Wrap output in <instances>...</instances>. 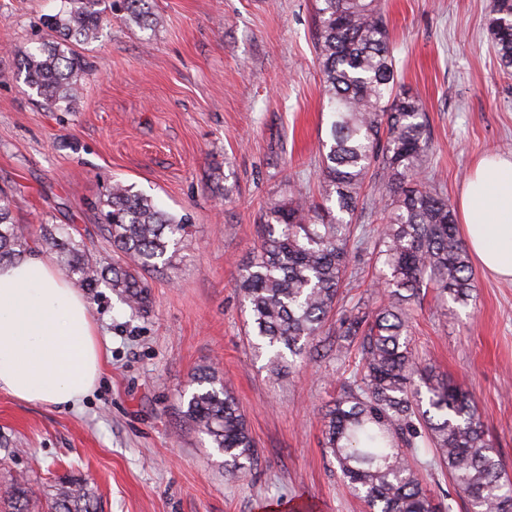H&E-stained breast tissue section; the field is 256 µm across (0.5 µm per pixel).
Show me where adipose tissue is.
<instances>
[{
	"label": "adipose tissue",
	"mask_w": 512,
	"mask_h": 512,
	"mask_svg": "<svg viewBox=\"0 0 512 512\" xmlns=\"http://www.w3.org/2000/svg\"><path fill=\"white\" fill-rule=\"evenodd\" d=\"M469 253L512 281V155L474 163L458 199ZM102 349L84 296L38 258L0 263V391L26 402L76 407L97 384Z\"/></svg>",
	"instance_id": "ef3b65f1"
}]
</instances>
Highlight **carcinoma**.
<instances>
[{"instance_id":"1","label":"carcinoma","mask_w":512,"mask_h":512,"mask_svg":"<svg viewBox=\"0 0 512 512\" xmlns=\"http://www.w3.org/2000/svg\"><path fill=\"white\" fill-rule=\"evenodd\" d=\"M136 24L149 17L147 0H124ZM99 0H68L47 18L59 33L22 58L26 84L50 102L74 105L80 95L75 42L98 33ZM317 56L329 111L328 138L320 142L322 202L301 194L274 202L264 215L256 255L235 281L249 308L255 347L280 373L303 359L318 338L348 273L354 215L368 179L385 191V224L375 247L389 273L376 283L387 302L374 311L357 303L336 330V357L358 345L361 362L324 418L325 446L342 479L367 512H436L422 472L445 470L468 501V512H512V481L502 474L474 397L424 364L411 344V305L431 288L443 304L466 305L474 278L457 238L448 198L421 178L430 140L423 101L399 89L381 0H318ZM489 30L504 71L512 69V0H491ZM102 212L103 231L120 254L94 257L72 237L43 228L39 241L82 288L108 286L136 313L152 307L146 274L170 263L186 225L121 182L112 184ZM15 223L11 199L0 192V262L14 260L38 241ZM185 419L224 456L236 479L254 461L255 440L231 388L216 372L200 369ZM31 488L13 482L0 512H27ZM47 512H98L82 482L63 480Z\"/></svg>"}]
</instances>
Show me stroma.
<instances>
[{
    "label": "stroma",
    "mask_w": 512,
    "mask_h": 512,
    "mask_svg": "<svg viewBox=\"0 0 512 512\" xmlns=\"http://www.w3.org/2000/svg\"><path fill=\"white\" fill-rule=\"evenodd\" d=\"M490 0H383L400 85L426 106L425 180L456 204L470 166L512 155V73L494 55ZM316 0H149L125 21L101 0L76 109L47 106L20 71L22 51L50 39L64 0H0V189L16 223L72 227L92 255L112 251L102 202L113 182L185 217L184 247L149 272L140 315L111 289L90 301L105 350L78 407L0 392V495L28 480L36 505L59 479L88 482L102 512H365L323 443V416L360 362L351 348L313 353L272 375L234 289L271 203L297 188L320 200L318 145L328 132L313 33ZM385 272L373 245L349 267L324 328L356 302L377 308ZM468 306L426 291L413 306L418 355L466 388L512 477V282L475 270ZM216 368L256 442L235 480L183 416L200 368Z\"/></svg>",
    "instance_id": "obj_1"
}]
</instances>
